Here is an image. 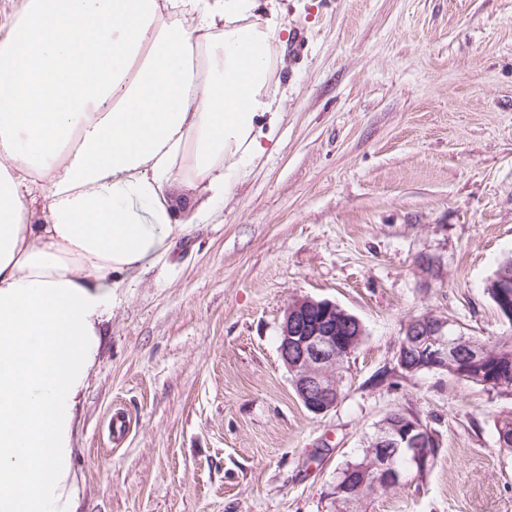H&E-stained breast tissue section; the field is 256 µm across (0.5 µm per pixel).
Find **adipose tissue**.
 I'll use <instances>...</instances> for the list:
<instances>
[{
	"label": "adipose tissue",
	"mask_w": 512,
	"mask_h": 512,
	"mask_svg": "<svg viewBox=\"0 0 512 512\" xmlns=\"http://www.w3.org/2000/svg\"><path fill=\"white\" fill-rule=\"evenodd\" d=\"M268 2L27 0L0 41V512H43L63 480L116 288L272 139L287 26Z\"/></svg>",
	"instance_id": "obj_1"
}]
</instances>
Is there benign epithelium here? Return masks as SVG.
<instances>
[{"label":"benign epithelium","instance_id":"7a95c632","mask_svg":"<svg viewBox=\"0 0 512 512\" xmlns=\"http://www.w3.org/2000/svg\"><path fill=\"white\" fill-rule=\"evenodd\" d=\"M365 335L362 323L336 303L302 297L293 300L284 311L279 336L280 358L291 375L293 388L304 407L322 415L336 407V395L343 382L336 373V352L351 349L344 337ZM465 345L458 339L454 324L446 317L431 313L411 320L396 353L399 368L407 373L422 369L446 370L452 364L464 371H480L488 353ZM401 415L391 411L376 425L377 438L369 449L375 482L392 484L399 479L392 464L391 448H411L413 464L426 466L435 456L437 443L413 416L395 424Z\"/></svg>","mask_w":512,"mask_h":512}]
</instances>
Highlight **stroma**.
<instances>
[{
  "mask_svg": "<svg viewBox=\"0 0 512 512\" xmlns=\"http://www.w3.org/2000/svg\"><path fill=\"white\" fill-rule=\"evenodd\" d=\"M281 3L306 42L276 47L274 138L207 223L116 290L48 512H512L495 430L512 395L395 361L428 312L512 337L487 291L512 258V0ZM301 297L365 329L318 416L278 352ZM392 410L422 421L434 459L336 503ZM367 447H368V444H367V446H365V448L362 449V454L360 455V457H358L357 459H355L353 461L347 462L344 465V467L341 469L339 476L336 480V485L333 488V492H332L333 495L336 494V487L339 485L342 486V485L347 484L346 488L348 490L353 491L363 481H364V483H366L367 491H362V490L358 489L352 495H348V496L352 497L353 501L357 500V502H359V501H361L365 498H368L372 495H376L377 493L388 491V489H385V488L378 489V490H374V489L370 488V484L374 478L371 476L370 473H367V465H368L367 452H366ZM351 467H353L355 469V471L350 472Z\"/></svg>",
  "mask_w": 512,
  "mask_h": 512,
  "instance_id": "35a3bbf8",
  "label": "stroma"
}]
</instances>
